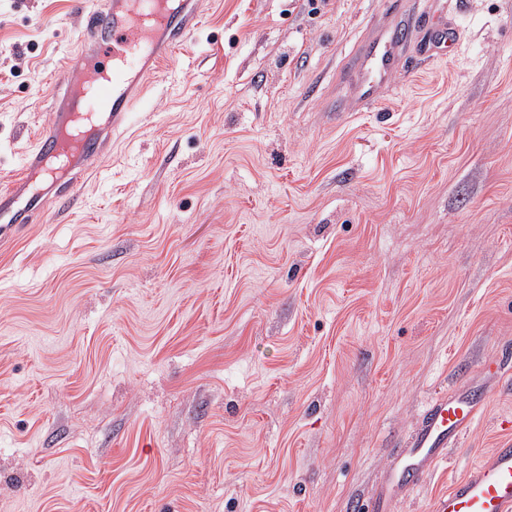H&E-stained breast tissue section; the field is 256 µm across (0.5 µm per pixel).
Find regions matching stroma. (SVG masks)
I'll return each instance as SVG.
<instances>
[{"instance_id":"35a3bbf8","label":"stroma","mask_w":512,"mask_h":512,"mask_svg":"<svg viewBox=\"0 0 512 512\" xmlns=\"http://www.w3.org/2000/svg\"><path fill=\"white\" fill-rule=\"evenodd\" d=\"M94 0H0V176ZM71 214L0 245V512H364L428 401L488 407L391 512H432L512 415V0H199ZM437 14L377 105L339 73ZM460 40L459 27L451 30L448 34V27L436 26L422 46V55L430 60L442 58L445 56L444 49L448 44H458ZM511 357L512 351L510 346H503L499 352L498 359L493 367L488 366L486 372L491 378L497 379L499 383H507L512 381L511 376Z\"/></svg>"}]
</instances>
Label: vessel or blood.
Returning <instances> with one entry per match:
<instances>
[{
	"label": "vessel or blood",
	"mask_w": 512,
	"mask_h": 512,
	"mask_svg": "<svg viewBox=\"0 0 512 512\" xmlns=\"http://www.w3.org/2000/svg\"><path fill=\"white\" fill-rule=\"evenodd\" d=\"M84 19L85 43L77 67L63 79L64 90L54 97L49 129L37 134L21 168L0 179V238L32 223L47 205L60 213L76 205L75 188L102 160L147 80L198 25V0H102ZM410 37V27L403 25L360 41L347 75L364 105H373L395 77ZM460 40L459 30L438 26L421 52L427 59H439L448 45ZM488 374L502 384L512 381V347L501 348ZM485 403V397L465 386L433 397L367 512H390L393 497L420 487L447 460L449 446L484 414ZM497 427V448L454 479L436 498L432 512H512V417H500Z\"/></svg>",
	"instance_id": "vessel-or-blood-1"
}]
</instances>
